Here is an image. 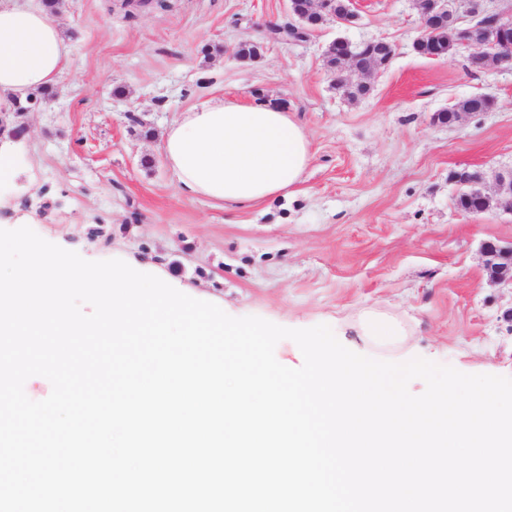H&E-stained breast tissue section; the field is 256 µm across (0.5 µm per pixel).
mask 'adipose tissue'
Wrapping results in <instances>:
<instances>
[{"label":"adipose tissue","mask_w":512,"mask_h":512,"mask_svg":"<svg viewBox=\"0 0 512 512\" xmlns=\"http://www.w3.org/2000/svg\"><path fill=\"white\" fill-rule=\"evenodd\" d=\"M73 51L39 0H0V103L57 84ZM162 151L182 195L239 208L292 193L311 157L287 111L221 96L169 124Z\"/></svg>","instance_id":"ef3b65f1"}]
</instances>
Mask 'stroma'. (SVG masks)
Returning a JSON list of instances; mask_svg holds the SVG:
<instances>
[{
	"label": "stroma",
	"mask_w": 512,
	"mask_h": 512,
	"mask_svg": "<svg viewBox=\"0 0 512 512\" xmlns=\"http://www.w3.org/2000/svg\"><path fill=\"white\" fill-rule=\"evenodd\" d=\"M356 9L353 25L330 20L282 41L273 31L295 21L288 0H65L58 18L75 52L52 96L21 118L0 229L123 260L233 317L339 327L345 347L375 359L512 377V288L489 285L481 254L484 242L512 241V213L461 214L453 180L477 170L491 188L512 169V69L419 55L413 0ZM339 38L396 48L364 98L324 64ZM246 40L258 58L236 56ZM474 95L491 109L432 124ZM215 96L273 100L305 126L312 159L293 194L238 210L179 193L161 134ZM367 310L407 337L367 343L357 327Z\"/></svg>",
	"instance_id": "35a3bbf8"
}]
</instances>
